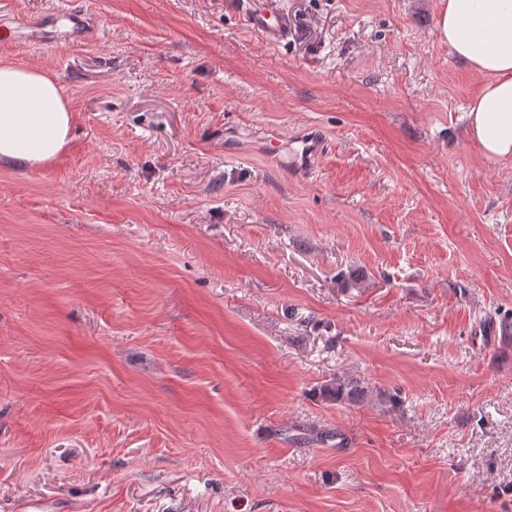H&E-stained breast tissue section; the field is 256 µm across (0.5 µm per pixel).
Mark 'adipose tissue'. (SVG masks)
Wrapping results in <instances>:
<instances>
[{"mask_svg":"<svg viewBox=\"0 0 512 512\" xmlns=\"http://www.w3.org/2000/svg\"><path fill=\"white\" fill-rule=\"evenodd\" d=\"M439 36L483 83L468 112L488 160L512 159V0H441ZM72 114L43 72L0 66V164L48 163L70 140Z\"/></svg>","mask_w":512,"mask_h":512,"instance_id":"1","label":"adipose tissue"}]
</instances>
